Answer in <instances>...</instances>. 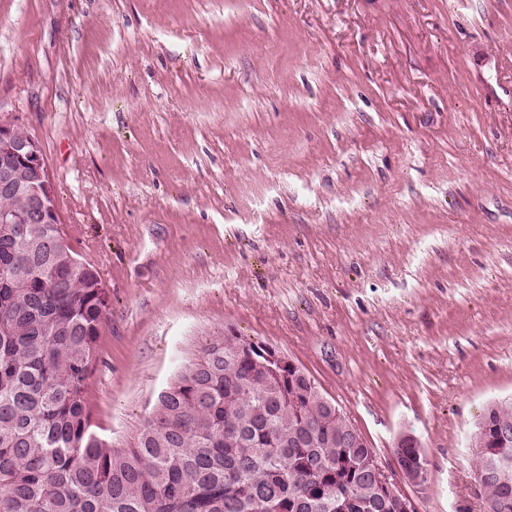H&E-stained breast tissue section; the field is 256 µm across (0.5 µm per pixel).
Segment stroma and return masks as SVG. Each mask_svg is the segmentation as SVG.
Returning a JSON list of instances; mask_svg holds the SVG:
<instances>
[{"instance_id":"1","label":"stroma","mask_w":512,"mask_h":512,"mask_svg":"<svg viewBox=\"0 0 512 512\" xmlns=\"http://www.w3.org/2000/svg\"><path fill=\"white\" fill-rule=\"evenodd\" d=\"M0 119L112 298L86 402L126 447L219 334L277 348L419 512H484L512 398V0H0ZM484 422L488 430L487 439L481 445L474 439L477 450L478 492L489 506L487 512H512V478L504 481L494 470L490 459L512 460V404L494 403L485 410ZM500 432L504 440L497 441ZM416 437L412 434H404L400 436L396 442V448L393 451V467L394 476H398L412 486L424 489L428 483V467L426 462L410 463L402 452L401 448L412 446Z\"/></svg>"}]
</instances>
